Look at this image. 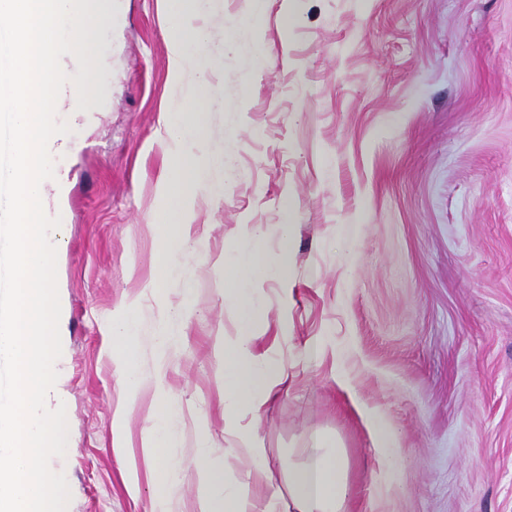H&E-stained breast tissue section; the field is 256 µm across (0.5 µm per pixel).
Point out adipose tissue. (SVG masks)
I'll return each mask as SVG.
<instances>
[{"label": "adipose tissue", "instance_id": "1", "mask_svg": "<svg viewBox=\"0 0 512 512\" xmlns=\"http://www.w3.org/2000/svg\"><path fill=\"white\" fill-rule=\"evenodd\" d=\"M160 2L169 23L171 57L184 89L180 99L162 109L179 165L163 179L168 209L161 221L168 226L164 239L168 261L151 284L158 294L180 273V259L189 248L186 228L194 198L224 191V160L209 151L202 115L194 110L206 100L209 69L200 65L199 58L209 35L205 29L192 27L190 21L208 15L213 0ZM284 277V264H264L253 252L238 255L224 266V303L241 321L239 336L224 341V420L246 451L250 466L244 470L218 468L207 457H199L193 464L197 512H346L350 485L345 450L322 430L310 434L300 458L286 461V486L264 482L265 448L255 424L286 377L287 368L258 346L253 325L261 313V302L255 285ZM137 340L138 327L132 316L113 322L112 346L123 361V382L132 395L142 385L134 357Z\"/></svg>", "mask_w": 512, "mask_h": 512}]
</instances>
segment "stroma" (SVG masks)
Instances as JSON below:
<instances>
[{"label": "stroma", "mask_w": 512, "mask_h": 512, "mask_svg": "<svg viewBox=\"0 0 512 512\" xmlns=\"http://www.w3.org/2000/svg\"><path fill=\"white\" fill-rule=\"evenodd\" d=\"M94 26L93 118L58 109L75 149L47 186L57 250L62 401L55 465L68 512H152L143 439L179 415L159 454L185 471L169 512H196L192 463L247 466L224 434L223 346L240 324L224 261L287 257L254 324L288 365L257 433L270 472L314 429L348 460V512H512V0H213L207 29L212 153L224 197L198 195V241L162 297L175 163L161 107L174 91L157 0H111ZM258 226L254 241L241 236ZM293 225L290 241L280 227ZM182 311L169 323L168 309ZM138 322L143 385L125 391L112 321ZM177 341L155 346L161 324ZM321 353L308 359L307 343ZM395 436L387 477L372 421Z\"/></svg>", "instance_id": "1"}]
</instances>
